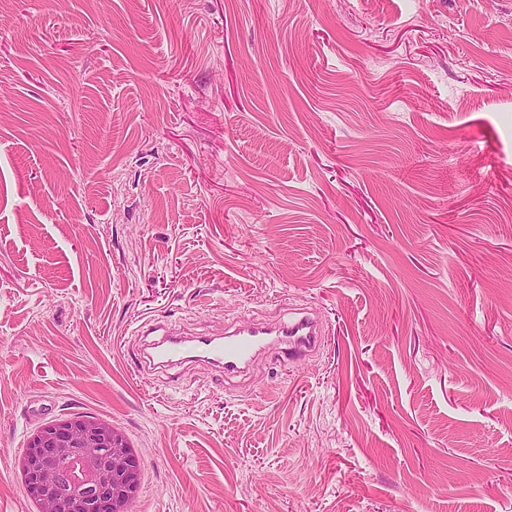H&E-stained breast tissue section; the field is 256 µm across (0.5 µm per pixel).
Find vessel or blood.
<instances>
[{"instance_id": "obj_1", "label": "vessel or blood", "mask_w": 512, "mask_h": 512, "mask_svg": "<svg viewBox=\"0 0 512 512\" xmlns=\"http://www.w3.org/2000/svg\"><path fill=\"white\" fill-rule=\"evenodd\" d=\"M271 334L278 335L281 344L289 350L303 352L316 345L320 331L315 320L302 316L273 329L264 326L235 329L219 337L198 336L187 340L179 333L169 332L149 344L143 359L151 366L204 362L235 373L263 348L266 336Z\"/></svg>"}]
</instances>
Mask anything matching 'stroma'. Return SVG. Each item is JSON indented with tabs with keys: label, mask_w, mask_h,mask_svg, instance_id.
<instances>
[{
	"label": "stroma",
	"mask_w": 512,
	"mask_h": 512,
	"mask_svg": "<svg viewBox=\"0 0 512 512\" xmlns=\"http://www.w3.org/2000/svg\"><path fill=\"white\" fill-rule=\"evenodd\" d=\"M297 308L313 354L141 365ZM70 415L134 512H512V0H6L0 512Z\"/></svg>",
	"instance_id": "35a3bbf8"
}]
</instances>
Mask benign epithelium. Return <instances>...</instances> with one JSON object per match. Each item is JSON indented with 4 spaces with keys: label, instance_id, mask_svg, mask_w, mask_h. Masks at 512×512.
Here are the masks:
<instances>
[{
    "label": "benign epithelium",
    "instance_id": "1",
    "mask_svg": "<svg viewBox=\"0 0 512 512\" xmlns=\"http://www.w3.org/2000/svg\"><path fill=\"white\" fill-rule=\"evenodd\" d=\"M17 466L38 512H132L138 459L110 423L82 415L47 422L27 437Z\"/></svg>",
    "mask_w": 512,
    "mask_h": 512
}]
</instances>
